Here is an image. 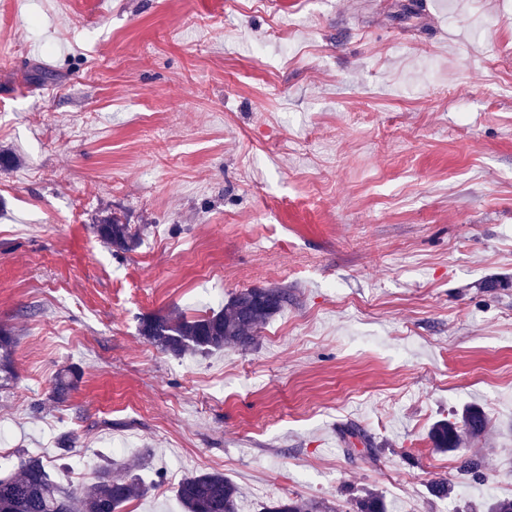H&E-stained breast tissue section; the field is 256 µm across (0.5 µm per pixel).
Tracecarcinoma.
<instances>
[{
    "label": "carcinoma",
    "mask_w": 512,
    "mask_h": 512,
    "mask_svg": "<svg viewBox=\"0 0 512 512\" xmlns=\"http://www.w3.org/2000/svg\"><path fill=\"white\" fill-rule=\"evenodd\" d=\"M97 237L114 251L129 252L139 243V234L116 216H104L94 226ZM290 301L285 288H247L235 293L220 311L188 317L153 314L139 323V335L148 343L173 356L206 353L226 346L248 349L255 343L258 328L280 313ZM12 330L0 327V380L14 374ZM80 372L69 366L55 379L53 398L67 400L77 386ZM489 426L484 411L467 407L458 423L436 422L429 432L434 447L453 452L463 438L483 437ZM351 453L363 459L374 458L367 436L356 427L344 430ZM364 445L361 450L356 444ZM484 462L474 456L460 461L459 471L474 478L483 476ZM145 493V488L127 475L112 472L107 464L97 472L95 482L78 496L55 481L39 456L21 458L17 474L0 478V512H122L131 499ZM176 497L184 512H239L241 490L220 472H201L184 478L176 487ZM354 512H386L383 496L366 489L353 498ZM263 512H335L325 504L302 498L280 499L263 507Z\"/></svg>",
    "instance_id": "1"
}]
</instances>
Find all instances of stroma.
Masks as SVG:
<instances>
[{
    "mask_svg": "<svg viewBox=\"0 0 512 512\" xmlns=\"http://www.w3.org/2000/svg\"><path fill=\"white\" fill-rule=\"evenodd\" d=\"M1 47V477L38 456L79 492L140 456L149 491L122 512H181L186 460L241 512H349L363 488L485 512L474 455L512 497V0H0ZM103 210L140 227L134 251L98 239ZM274 286L291 300L249 350L138 333ZM469 405L489 434L436 452ZM14 347L15 337L12 330L0 327V380L2 382L11 379L14 374ZM80 376L79 370L73 366L60 370L56 375L53 398L58 403L66 401L70 392L77 386ZM263 512H335L325 504L302 498H285L270 503L263 507Z\"/></svg>",
    "mask_w": 512,
    "mask_h": 512,
    "instance_id": "35a3bbf8",
    "label": "stroma"
}]
</instances>
